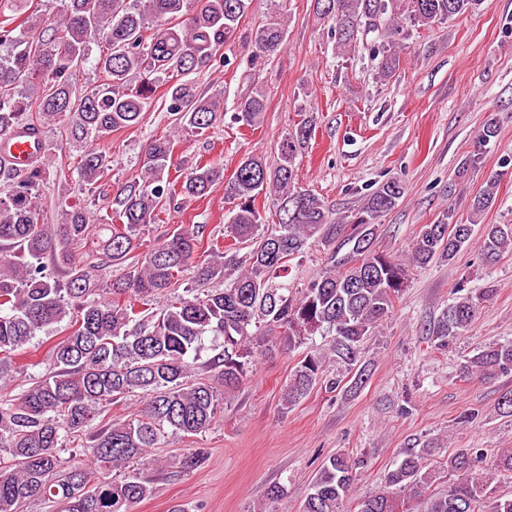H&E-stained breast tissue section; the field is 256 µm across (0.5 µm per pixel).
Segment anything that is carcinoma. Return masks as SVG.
Returning a JSON list of instances; mask_svg holds the SVG:
<instances>
[{
	"instance_id": "1",
	"label": "carcinoma",
	"mask_w": 512,
	"mask_h": 512,
	"mask_svg": "<svg viewBox=\"0 0 512 512\" xmlns=\"http://www.w3.org/2000/svg\"><path fill=\"white\" fill-rule=\"evenodd\" d=\"M250 0H60L53 16L28 7L29 0H0V140L18 128L43 135L48 125L70 128L87 143L138 125L164 86L169 131L145 147L143 174L113 190L109 211L61 208L59 223H39L41 192L50 172L46 153L25 168L0 162V382L13 378L16 357L39 334L66 323L67 335L52 348L46 373L18 397L0 401V512H21L31 500L47 499L60 512H129L152 494L136 475L92 483L93 472L67 467L59 454L65 437L83 432L100 405L133 393L144 403L130 418L97 430L87 452L100 470L120 469L146 460L166 430L196 435L221 413L217 387L197 376L214 373L224 391L234 390L252 369L256 354L294 349L317 333L333 337L329 351L298 362L281 401L291 408L324 377L327 360L354 372L350 387L366 382L354 370L360 346L394 306L408 280L409 266L452 261L470 241L474 227L496 198L502 174L489 177L470 204L464 233L455 234L453 215L422 226L410 251V264L374 248L378 222L405 195L399 180H388L366 195L348 215L338 216L296 182V159L315 130L304 118L282 138L275 164L259 154L243 158L229 178L224 164H198L183 179L170 178L175 134L204 136L224 121V93L207 95L194 75L222 67L240 32ZM265 23L251 29L249 68L261 73L286 43L284 0ZM484 0H314L317 17L334 32L336 57L350 60L367 52L379 81L401 65L411 32L473 14ZM374 35L371 40L368 35ZM91 66L103 76L88 89L78 74ZM267 98L258 88L242 96L232 121L255 127L263 121ZM112 158L86 148L72 173L91 192L106 186ZM224 185L232 204L224 224L228 245L189 224L169 233L140 263L125 265L137 249V236L160 214L207 196ZM269 200L267 214L257 206ZM482 255L487 263L512 250V224H485ZM109 265L123 273L108 284L99 264L76 262L73 249L90 238ZM251 241L249 252L240 245ZM206 256L196 260L201 245ZM327 250L322 275L304 287L280 280L291 261L307 249ZM192 274L191 296L151 302L183 273ZM213 281L222 288H208ZM106 298H101V295ZM491 288H470L452 303L432 330L431 344L446 347L471 326ZM219 351L199 364L206 337ZM470 378L512 374V341L479 348L461 365ZM479 451L459 449L448 456V475L463 479L434 493L425 512H512V493L490 495V478L512 479V449L497 455L492 476L479 472ZM204 454L188 448L181 468L199 466ZM435 478L424 451L409 449L386 479V489L358 500L356 512H402L405 492L420 494ZM355 481L343 454L321 466L303 512H340Z\"/></svg>"
}]
</instances>
